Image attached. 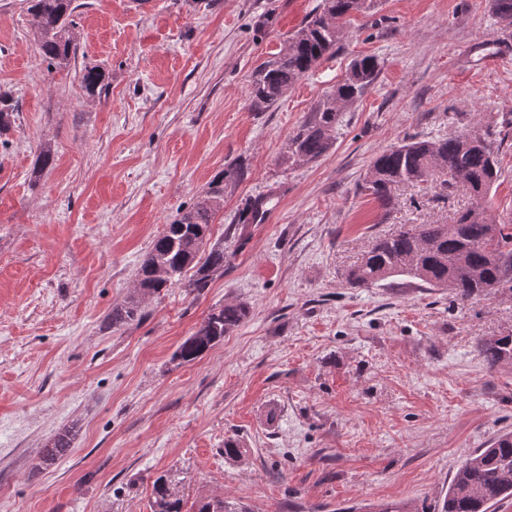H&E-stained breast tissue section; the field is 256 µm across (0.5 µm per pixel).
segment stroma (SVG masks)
Returning a JSON list of instances; mask_svg holds the SVG:
<instances>
[{"instance_id": "obj_1", "label": "stroma", "mask_w": 512, "mask_h": 512, "mask_svg": "<svg viewBox=\"0 0 512 512\" xmlns=\"http://www.w3.org/2000/svg\"><path fill=\"white\" fill-rule=\"evenodd\" d=\"M321 0H76V56L48 68L25 0H0V512H152L174 475L183 512L229 497L247 512H342L401 501L422 512L476 450L512 431V365L478 342L512 331V299L454 302L396 276L345 272L399 224H452L464 186L400 185L381 209L364 189L377 154L409 138L490 128L501 177L486 198L512 214V29L487 0H375L335 52L272 107L254 69ZM380 62L320 160L284 164L288 141L354 59ZM108 72L90 97L84 66ZM53 167L35 172L40 145ZM212 238L224 272L149 296L141 321L105 327L165 224L215 175ZM267 213L239 223L246 200ZM249 308L201 360H171L210 309ZM81 430L52 466L48 442ZM240 440L241 455L224 456Z\"/></svg>"}]
</instances>
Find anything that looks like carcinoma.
Segmentation results:
<instances>
[{"instance_id": "cac0c4a2", "label": "carcinoma", "mask_w": 512, "mask_h": 512, "mask_svg": "<svg viewBox=\"0 0 512 512\" xmlns=\"http://www.w3.org/2000/svg\"><path fill=\"white\" fill-rule=\"evenodd\" d=\"M34 37L48 67H65L76 53L73 19L75 0H26ZM503 28L512 27V0H488ZM371 0H321L317 12L287 39L286 46L255 71L251 83L254 107L275 104L299 79L331 55L344 33L343 21L364 13ZM379 73V61L365 56L354 61L333 94L322 100L310 119L290 139L284 161L291 166L309 164L324 156L334 144L333 133L345 107L368 90ZM82 88L89 96L106 89V74L98 66L84 67ZM465 129L445 139L418 140L393 146L374 159L368 189L384 209L392 205V188L419 184L440 177L450 188L461 182L478 199H485L500 178L494 142L489 131L475 134ZM235 164L214 178L196 202L166 225L142 262L136 291L112 307V325L143 318L142 296L158 293L194 270L188 287L201 292L214 275L224 272V245L210 243L212 220L224 205V182L240 178ZM265 197L249 199L240 212L242 224L263 216ZM418 279L431 287L451 290L453 300L463 303L474 297L512 292V223L496 219L485 205L463 213L454 224H402L375 240L347 274L353 288H370L391 276ZM249 315L243 303L213 308L199 328L184 339L171 357L176 365L201 359L224 341ZM479 355L491 368L512 364V333L484 339ZM76 436L70 428L55 436L42 456L49 465L71 447ZM152 512H183L175 478L163 474L153 481ZM512 497V433H505L470 457L455 473L448 493L437 500L433 512H488L499 501ZM195 512H244L226 498H204Z\"/></svg>"}]
</instances>
